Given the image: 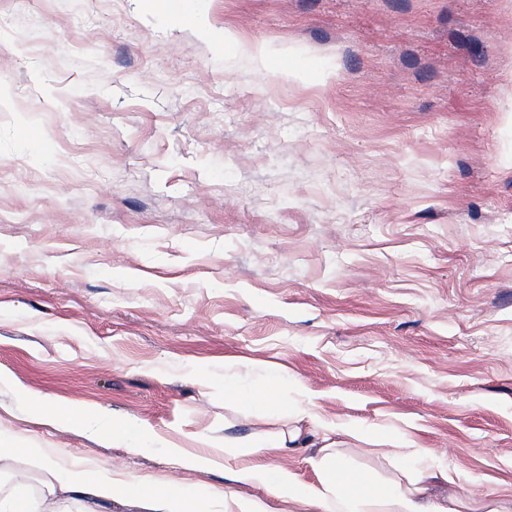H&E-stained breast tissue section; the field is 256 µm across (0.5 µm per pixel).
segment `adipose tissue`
<instances>
[{
	"label": "adipose tissue",
	"instance_id": "1",
	"mask_svg": "<svg viewBox=\"0 0 512 512\" xmlns=\"http://www.w3.org/2000/svg\"><path fill=\"white\" fill-rule=\"evenodd\" d=\"M319 429L325 457L316 482H301L286 468H273L260 462L258 455L264 449L260 442L252 444L250 453L255 460L240 469V478L263 485L279 496L307 502L316 512H461L459 501L445 504L432 499L427 483L411 477L412 466L402 458L398 459L397 465L405 474V481L387 487L370 486L347 466L337 449V435L357 436V428L323 422ZM46 487V495L36 504L31 502L24 488H14L9 498L0 499V512H61L57 500L61 492L80 499L81 512H100L103 504L117 495L159 504L169 508L170 512H194L195 509L188 494L175 482L124 483L97 468L81 467L64 474L50 469Z\"/></svg>",
	"mask_w": 512,
	"mask_h": 512
}]
</instances>
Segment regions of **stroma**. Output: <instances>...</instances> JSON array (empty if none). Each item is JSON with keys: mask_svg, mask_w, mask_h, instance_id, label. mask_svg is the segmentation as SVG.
Segmentation results:
<instances>
[{"mask_svg": "<svg viewBox=\"0 0 512 512\" xmlns=\"http://www.w3.org/2000/svg\"><path fill=\"white\" fill-rule=\"evenodd\" d=\"M307 409L512 512V0H0V495L53 448L312 512L237 477Z\"/></svg>", "mask_w": 512, "mask_h": 512, "instance_id": "1", "label": "stroma"}]
</instances>
